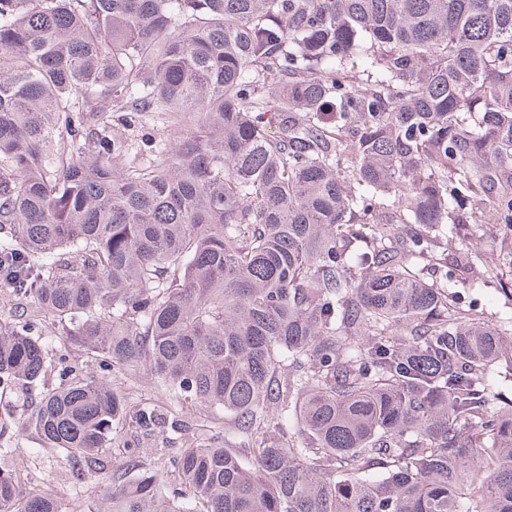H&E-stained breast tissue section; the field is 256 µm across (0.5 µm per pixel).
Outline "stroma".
<instances>
[{"label":"stroma","mask_w":512,"mask_h":512,"mask_svg":"<svg viewBox=\"0 0 512 512\" xmlns=\"http://www.w3.org/2000/svg\"><path fill=\"white\" fill-rule=\"evenodd\" d=\"M190 130L189 125H168L163 114L154 112L140 125H128L123 113L112 115V133L140 144L142 137L153 143L174 146L182 141ZM512 248V227L504 224H485L479 227L463 226L459 235L448 242L452 254L478 255L488 266H497L501 276L482 288L471 287L467 275H457L454 295L461 304L473 305L481 312L484 321L496 325L499 318L512 315V267L503 265L504 248ZM108 381L123 394L129 410H136L144 402L159 405L171 418H177L192 426L199 443L206 444L213 438H222L229 448H240L237 423L233 417L216 414L202 419L198 408L187 401H177L165 392L160 380L148 367L140 366L120 373H108ZM0 446L10 449L7 464L18 475L19 488L27 495H52L58 502L59 512H98L102 494L91 485L78 468L44 450L43 442L33 431L17 426L0 435Z\"/></svg>","instance_id":"obj_1"}]
</instances>
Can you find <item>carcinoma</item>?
I'll return each instance as SVG.
<instances>
[{
  "mask_svg": "<svg viewBox=\"0 0 512 512\" xmlns=\"http://www.w3.org/2000/svg\"><path fill=\"white\" fill-rule=\"evenodd\" d=\"M196 111L145 160L110 134ZM463 224L512 225V0H0V390L42 388L22 423L100 512H512V318L453 303ZM47 317L250 462L173 420L142 467L163 415L47 387ZM0 512L59 510L0 467ZM104 376L123 394L130 411H135L143 402L155 403L168 415L170 422L175 417L191 425L199 443L208 444L213 438L219 436L227 448L240 451L246 458V451L240 448L244 447V444L240 443L237 437V422L233 417L218 413L203 423L202 412L200 414L198 408L188 401H176L170 398L160 380L148 367L139 365L123 373L104 372ZM142 448H181V441L178 434L167 425L145 438Z\"/></svg>",
  "mask_w": 512,
  "mask_h": 512,
  "instance_id": "cac0c4a2",
  "label": "carcinoma"
}]
</instances>
